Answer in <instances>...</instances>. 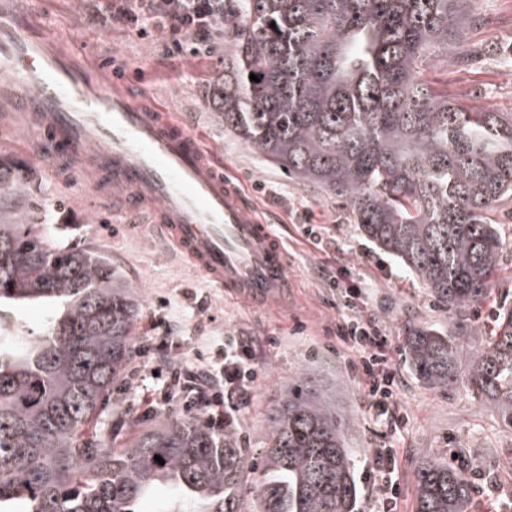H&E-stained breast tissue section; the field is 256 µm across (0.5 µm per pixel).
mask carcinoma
Here are the masks:
<instances>
[{
  "instance_id": "carcinoma-1",
  "label": "carcinoma",
  "mask_w": 512,
  "mask_h": 512,
  "mask_svg": "<svg viewBox=\"0 0 512 512\" xmlns=\"http://www.w3.org/2000/svg\"><path fill=\"white\" fill-rule=\"evenodd\" d=\"M236 2L212 87L224 127L343 200L361 235L448 309L483 302L506 246L490 213L512 200V112H469L423 79L464 41L475 0ZM0 194V512H143L161 487L171 512H239L255 466L232 433L189 416L121 448L85 435L132 356L137 294L104 255L26 223L28 190L2 161ZM35 301L53 305L42 335L4 327L5 309ZM404 350L424 383L461 386L512 427L511 304L477 348L450 326L410 329ZM300 383L271 412L260 512H353V452L334 408ZM414 476L415 512H469V471L433 458Z\"/></svg>"
}]
</instances>
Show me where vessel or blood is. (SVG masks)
Segmentation results:
<instances>
[{"label": "vessel or blood", "mask_w": 512, "mask_h": 512, "mask_svg": "<svg viewBox=\"0 0 512 512\" xmlns=\"http://www.w3.org/2000/svg\"><path fill=\"white\" fill-rule=\"evenodd\" d=\"M0 74L14 81L13 110L82 172L111 176L128 209L150 211L167 244L218 288L253 303L277 301L290 281L284 254L196 135L164 123L118 82L68 64L25 0H0Z\"/></svg>", "instance_id": "vessel-or-blood-1"}]
</instances>
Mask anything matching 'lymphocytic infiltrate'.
I'll use <instances>...</instances> for the list:
<instances>
[{
    "instance_id": "obj_1",
    "label": "lymphocytic infiltrate",
    "mask_w": 512,
    "mask_h": 512,
    "mask_svg": "<svg viewBox=\"0 0 512 512\" xmlns=\"http://www.w3.org/2000/svg\"><path fill=\"white\" fill-rule=\"evenodd\" d=\"M105 10L113 24L141 38L155 36L170 56L212 52L224 37V0H108ZM330 284L338 288L347 311L336 324V342L352 354L348 366L365 390L372 417L387 431H397L405 420L394 399L397 372L391 366L385 329L362 307L366 284H346L335 277ZM150 328L139 351L166 364L167 393L183 397L185 409L201 414L216 430L238 427L262 375L258 344L248 336H228L223 347L208 356L172 365L167 354L170 337L158 335V323ZM369 472L377 486L379 512H397L402 488L393 450L376 449Z\"/></svg>"
}]
</instances>
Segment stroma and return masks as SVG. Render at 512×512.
Returning a JSON list of instances; mask_svg holds the SVG:
<instances>
[{
    "instance_id": "stroma-1",
    "label": "stroma",
    "mask_w": 512,
    "mask_h": 512,
    "mask_svg": "<svg viewBox=\"0 0 512 512\" xmlns=\"http://www.w3.org/2000/svg\"><path fill=\"white\" fill-rule=\"evenodd\" d=\"M32 2L50 37L80 64L102 72L121 70L119 83L129 95L145 99L162 119L187 118L206 150L231 169L245 196L282 242L293 280L286 301L260 308L226 297L166 245L153 230L149 215L130 224L124 199L113 193L111 183L85 177L68 156L50 150L30 118L13 111L8 90L0 88V157L37 173L28 183L37 203L29 212V223L55 243H78L111 261L138 291L136 336L146 334L149 321H164L180 344L177 356L184 358L222 343L230 334L277 337L276 345L262 350L264 376L241 412L245 446L254 463H261L264 456L271 409L305 374L335 404L346 442L357 457V470L367 467L373 448L383 444L395 448L403 489L398 512H414L415 464L447 458L452 450L459 453L460 466L480 470L496 481L499 507L512 512V427L464 389L430 388L413 374L403 350L408 328L444 329L456 321L468 344H481L492 327L489 311L501 302L512 303V248L503 253L502 271L486 303L476 311L449 312L397 260L360 235L341 201L289 178L225 129L210 95L212 80L224 72L223 50L170 57L153 41L101 22L95 0ZM474 10L481 23L471 30L468 47L488 40L512 42V0H476ZM424 78L469 111L512 112V69L491 59L472 65L437 62ZM306 224L320 226L321 246L306 241L302 232ZM341 266L347 268L349 279L367 282L365 310L386 328L389 352L398 368L395 399L406 423L401 432L386 438L379 436L363 389L348 367L349 351L332 346L324 332L344 313L340 296L328 286L330 272ZM299 322L304 325L300 332L295 329ZM162 390L163 382L151 375L146 358L132 356L102 416L114 445H122L158 419L184 416L178 397L157 413L145 414L139 403L142 394Z\"/></svg>"
}]
</instances>
